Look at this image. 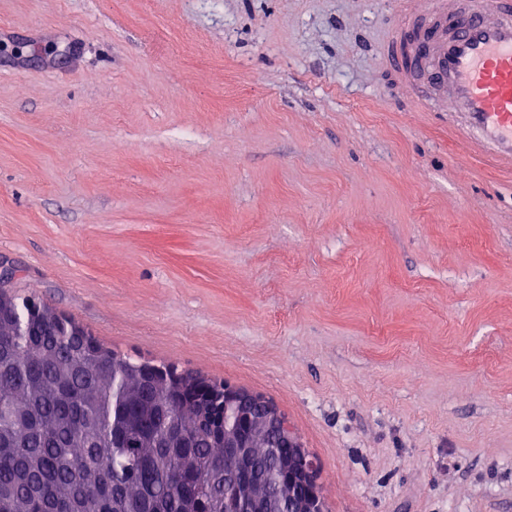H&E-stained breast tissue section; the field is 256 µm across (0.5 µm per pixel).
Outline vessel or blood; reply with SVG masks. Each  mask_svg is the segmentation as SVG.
I'll return each instance as SVG.
<instances>
[{"label": "vessel or blood", "instance_id": "obj_1", "mask_svg": "<svg viewBox=\"0 0 512 512\" xmlns=\"http://www.w3.org/2000/svg\"><path fill=\"white\" fill-rule=\"evenodd\" d=\"M420 97L446 89L463 128L495 160L512 164V0H470L454 30L414 18L386 58Z\"/></svg>", "mask_w": 512, "mask_h": 512}]
</instances>
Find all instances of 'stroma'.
I'll return each instance as SVG.
<instances>
[{
    "label": "stroma",
    "instance_id": "35a3bbf8",
    "mask_svg": "<svg viewBox=\"0 0 512 512\" xmlns=\"http://www.w3.org/2000/svg\"><path fill=\"white\" fill-rule=\"evenodd\" d=\"M463 3L0 0L10 291L271 399L329 512H512V167L383 59Z\"/></svg>",
    "mask_w": 512,
    "mask_h": 512
}]
</instances>
